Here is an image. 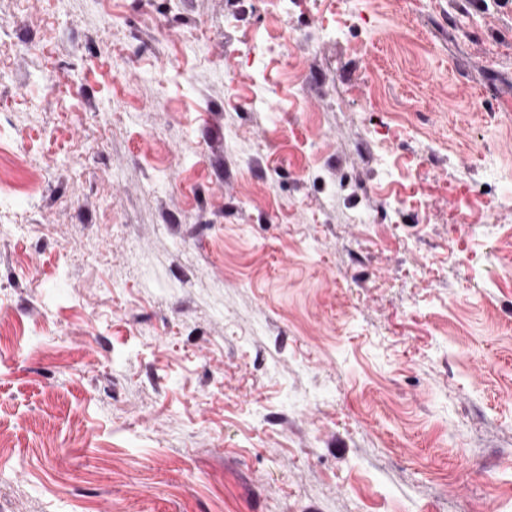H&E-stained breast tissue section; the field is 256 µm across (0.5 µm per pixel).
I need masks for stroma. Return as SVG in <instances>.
I'll list each match as a JSON object with an SVG mask.
<instances>
[{
  "instance_id": "35a3bbf8",
  "label": "stroma",
  "mask_w": 512,
  "mask_h": 512,
  "mask_svg": "<svg viewBox=\"0 0 512 512\" xmlns=\"http://www.w3.org/2000/svg\"><path fill=\"white\" fill-rule=\"evenodd\" d=\"M350 7L0 0V512H512V0Z\"/></svg>"
}]
</instances>
